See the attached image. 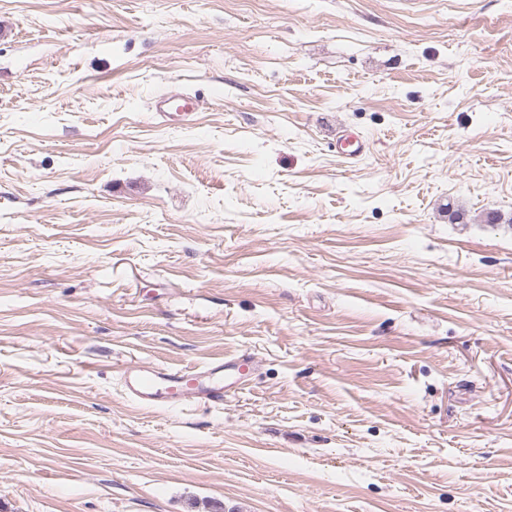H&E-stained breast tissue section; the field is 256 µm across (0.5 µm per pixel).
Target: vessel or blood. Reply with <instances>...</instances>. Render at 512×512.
Returning <instances> with one entry per match:
<instances>
[{"label":"vessel or blood","mask_w":512,"mask_h":512,"mask_svg":"<svg viewBox=\"0 0 512 512\" xmlns=\"http://www.w3.org/2000/svg\"><path fill=\"white\" fill-rule=\"evenodd\" d=\"M196 103L189 98L177 96L161 97L156 105L159 117H169L171 112H180L189 118ZM255 363L245 356H235L203 369L183 370L168 367H150L140 370H123L121 383L128 397L137 403L167 406L179 402L218 405L232 390L244 385L253 373Z\"/></svg>","instance_id":"1"}]
</instances>
